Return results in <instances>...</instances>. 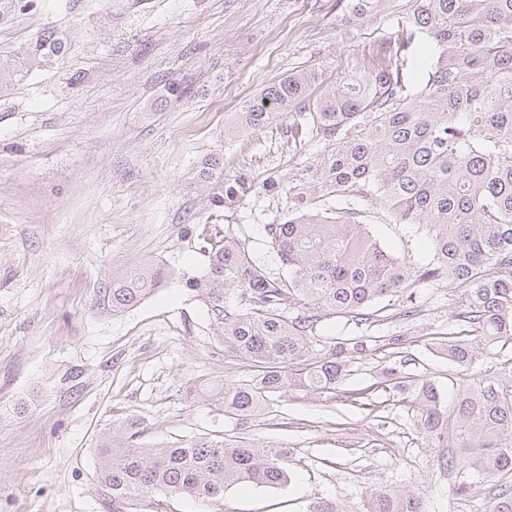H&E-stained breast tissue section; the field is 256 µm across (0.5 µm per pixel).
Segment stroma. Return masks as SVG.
<instances>
[{
    "mask_svg": "<svg viewBox=\"0 0 512 512\" xmlns=\"http://www.w3.org/2000/svg\"><path fill=\"white\" fill-rule=\"evenodd\" d=\"M391 33L378 16L349 24L336 0H20L0 12L1 55L21 58L44 35L66 49L0 93V512H112L96 445L127 417L152 440L221 432L288 449L287 488L238 485L218 511L173 497L165 512H311L326 500L364 512L376 488L415 494L424 512H486L493 485L512 482L440 468L409 402L380 384L381 350L357 355L334 393L290 392L248 420L208 398L243 371L181 279L204 267L185 228L238 225L270 267L263 227L288 202L253 193L215 215L202 161L217 157L224 176L303 177L322 144L295 150L278 123L228 139L225 125L286 72L362 66ZM374 232L412 262L431 258L404 225L380 219ZM142 260L169 278L112 314L101 289ZM459 301L452 285L422 288L415 319L395 305L358 333L404 336L401 375L435 382L445 404L474 380L512 390L511 341L477 344L466 370L438 352Z\"/></svg>",
    "mask_w": 512,
    "mask_h": 512,
    "instance_id": "35a3bbf8",
    "label": "stroma"
}]
</instances>
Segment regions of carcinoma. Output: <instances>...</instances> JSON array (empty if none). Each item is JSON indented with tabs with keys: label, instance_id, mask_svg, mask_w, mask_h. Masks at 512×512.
<instances>
[{
	"label": "carcinoma",
	"instance_id": "obj_1",
	"mask_svg": "<svg viewBox=\"0 0 512 512\" xmlns=\"http://www.w3.org/2000/svg\"><path fill=\"white\" fill-rule=\"evenodd\" d=\"M337 2L348 22L381 14L401 37L381 40L367 66L333 83L305 67L244 101L228 132L260 130L289 112L288 140L302 149L316 138L324 151L296 183L240 174L219 181L212 198L220 211L251 191H285L288 216L264 225L277 268L257 265L230 225L218 238L192 228L206 264L185 286L204 300L224 351L243 367L245 378L224 384L217 399L224 415L240 420L261 414L276 395L335 392L367 340L326 335V321L370 325L383 312L376 304L396 298L411 318L416 289L428 284L460 289L454 320L474 340L440 344L459 367L471 365L479 341H512V0H408L396 12L391 0ZM59 52L60 41L47 37L27 48L23 69L0 58V85ZM368 200L392 223L430 235L432 259L416 264L385 249L361 208ZM167 277L152 261L115 272L104 303L116 315ZM380 379L411 397L431 447L455 449L439 466L490 478L512 472V392L475 382L449 407L430 380L409 383L391 365ZM144 435L143 422L125 418L97 444L98 488L112 512L159 509L171 497L218 506L238 483L288 484L284 446ZM488 509L512 512V484L496 489ZM366 512L424 510L419 497L381 488Z\"/></svg>",
	"mask_w": 512,
	"mask_h": 512
}]
</instances>
